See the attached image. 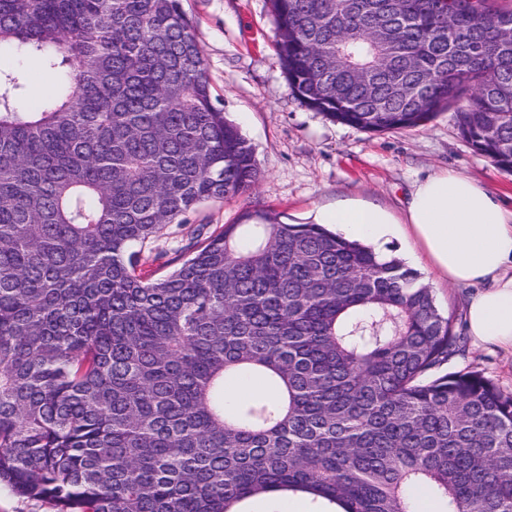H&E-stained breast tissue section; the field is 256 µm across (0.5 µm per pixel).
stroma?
Listing matches in <instances>:
<instances>
[{
    "label": "stroma",
    "instance_id": "obj_1",
    "mask_svg": "<svg viewBox=\"0 0 512 512\" xmlns=\"http://www.w3.org/2000/svg\"><path fill=\"white\" fill-rule=\"evenodd\" d=\"M196 22V36L206 59L218 107L253 143L263 176L246 193L206 201L169 225L144 251L174 255L190 230L238 221L243 212L274 209L295 222L313 221L323 210L343 202H372L394 224L386 253L400 256L422 273L457 335L466 333L468 289L448 285L412 253L414 235L404 222L408 192L415 180L451 170L468 176L502 198L512 197V172L497 168L463 141L454 112L428 124L372 135L338 124L301 104L291 93L273 48L275 26L268 0H182ZM22 47L0 52V68L27 78L26 99L37 101L57 84L52 71L33 66ZM450 370H479L501 389L512 392V356L491 346L466 344Z\"/></svg>",
    "mask_w": 512,
    "mask_h": 512
}]
</instances>
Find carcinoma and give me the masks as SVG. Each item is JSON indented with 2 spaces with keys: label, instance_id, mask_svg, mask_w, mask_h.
I'll use <instances>...</instances> for the list:
<instances>
[{
  "label": "carcinoma",
  "instance_id": "carcinoma-1",
  "mask_svg": "<svg viewBox=\"0 0 512 512\" xmlns=\"http://www.w3.org/2000/svg\"><path fill=\"white\" fill-rule=\"evenodd\" d=\"M292 94L371 134L452 107L512 171V3L270 0ZM63 69L22 104L0 70V482L59 512H512V393L445 372L459 337L421 274L322 224L254 210L146 245L253 188L181 0H0V49ZM262 376L277 395L225 401Z\"/></svg>",
  "mask_w": 512,
  "mask_h": 512
}]
</instances>
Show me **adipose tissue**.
<instances>
[{
  "instance_id": "1",
  "label": "adipose tissue",
  "mask_w": 512,
  "mask_h": 512,
  "mask_svg": "<svg viewBox=\"0 0 512 512\" xmlns=\"http://www.w3.org/2000/svg\"><path fill=\"white\" fill-rule=\"evenodd\" d=\"M323 221L377 250L391 233L376 204L341 205ZM406 222L443 280L472 287L466 326L474 343L512 353V204L447 170L414 184Z\"/></svg>"
}]
</instances>
